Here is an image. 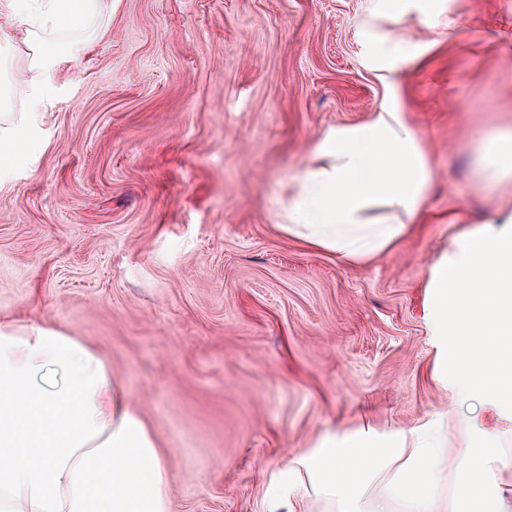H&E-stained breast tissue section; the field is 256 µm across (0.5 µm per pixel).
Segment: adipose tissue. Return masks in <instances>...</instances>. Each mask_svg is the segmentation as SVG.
<instances>
[{
  "label": "adipose tissue",
  "instance_id": "1",
  "mask_svg": "<svg viewBox=\"0 0 512 512\" xmlns=\"http://www.w3.org/2000/svg\"><path fill=\"white\" fill-rule=\"evenodd\" d=\"M102 0H8L0 20L29 18L31 103L44 72L79 53L71 31L90 27ZM27 112L0 92V169L31 142ZM477 177L512 180V131H475ZM433 168L423 141L391 102L369 121L330 130L289 178L282 228L345 261L396 247L427 206ZM429 333L452 337L443 371L458 404L491 398L512 408V209L462 233L425 272ZM459 434L449 454V428ZM511 460L512 440L474 419L435 426L329 432L274 465L267 512H486L498 486L489 460ZM165 454L103 357L53 326L0 323V512H169Z\"/></svg>",
  "mask_w": 512,
  "mask_h": 512
}]
</instances>
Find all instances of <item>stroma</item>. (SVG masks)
<instances>
[{"label":"stroma","instance_id":"35a3bbf8","mask_svg":"<svg viewBox=\"0 0 512 512\" xmlns=\"http://www.w3.org/2000/svg\"><path fill=\"white\" fill-rule=\"evenodd\" d=\"M105 0L52 77L37 147L0 171V320L84 337L166 453L172 512H264L270 468L326 431L433 422L425 269L512 204L476 130L512 127V0ZM26 24L0 27L14 111ZM414 58L380 70L383 39ZM398 97L434 177L423 223L348 263L279 226L332 127Z\"/></svg>","mask_w":512,"mask_h":512}]
</instances>
